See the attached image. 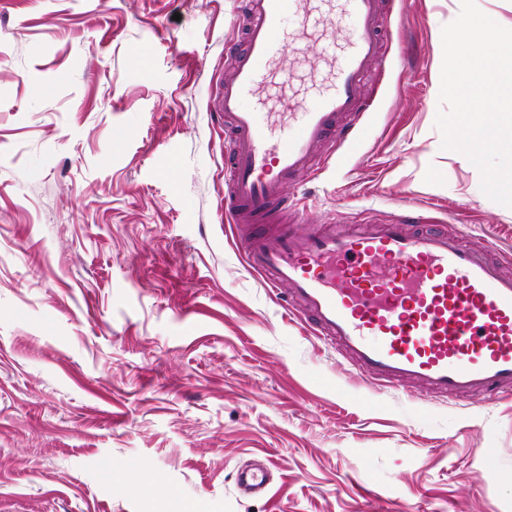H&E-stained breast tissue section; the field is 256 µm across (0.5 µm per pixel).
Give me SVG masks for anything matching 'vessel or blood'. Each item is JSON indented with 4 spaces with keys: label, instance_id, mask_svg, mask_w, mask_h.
I'll list each match as a JSON object with an SVG mask.
<instances>
[{
    "label": "vessel or blood",
    "instance_id": "b4317fda",
    "mask_svg": "<svg viewBox=\"0 0 512 512\" xmlns=\"http://www.w3.org/2000/svg\"><path fill=\"white\" fill-rule=\"evenodd\" d=\"M249 22L230 75H216L221 117L233 129L224 211L249 270L282 290L289 314L310 318L317 336L371 383L422 386L433 396H499L512 391V276L487 251L448 231H414L416 215L360 231L298 233L285 219L305 207L284 199L288 182H312L323 143L357 136L353 115L370 111L363 77L386 60L389 34L383 0H246ZM293 15L308 26L351 16L360 32L324 49L332 89L289 113V132L258 123L247 98L256 97L280 61ZM244 493L265 491L255 465L237 473Z\"/></svg>",
    "mask_w": 512,
    "mask_h": 512
}]
</instances>
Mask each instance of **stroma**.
Here are the masks:
<instances>
[{"label": "stroma", "instance_id": "1", "mask_svg": "<svg viewBox=\"0 0 512 512\" xmlns=\"http://www.w3.org/2000/svg\"><path fill=\"white\" fill-rule=\"evenodd\" d=\"M243 7L0 0V512H512V395L366 382L246 268L213 92ZM459 10L388 0L377 107L304 225L415 209L512 272V208L434 126ZM332 36L355 30L283 48L262 112L296 111ZM253 463L270 489L246 495Z\"/></svg>", "mask_w": 512, "mask_h": 512}]
</instances>
